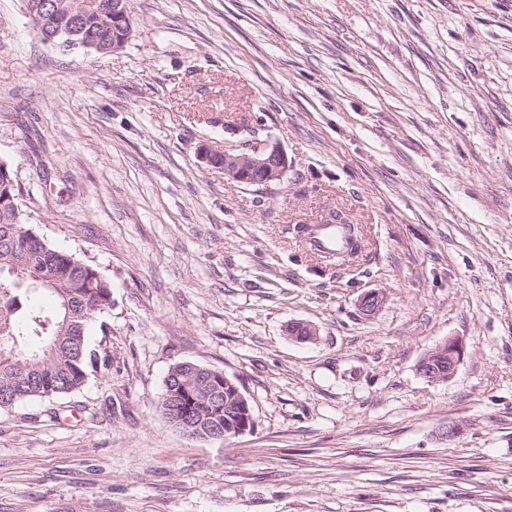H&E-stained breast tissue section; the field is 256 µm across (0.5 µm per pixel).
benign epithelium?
<instances>
[{
    "label": "benign epithelium",
    "mask_w": 512,
    "mask_h": 512,
    "mask_svg": "<svg viewBox=\"0 0 512 512\" xmlns=\"http://www.w3.org/2000/svg\"><path fill=\"white\" fill-rule=\"evenodd\" d=\"M24 9L28 18L37 27L53 30L56 34L64 33L70 37L81 36L84 33L82 20L84 14L77 0H24ZM101 16L112 24V40L100 44L92 39L86 40L87 45L97 48L98 52L107 54L125 46L130 39L133 28L129 23L125 0H101L99 4ZM200 158L207 164L224 169V175L240 184L249 182V175L256 173L261 177L260 183L269 187L282 180L288 170V157L276 144L254 146L246 151L226 149L222 153H214L206 148L200 149ZM6 191L1 205H8L15 211H21L20 195L15 192V182L6 178ZM433 354L448 358V372L429 369L425 378L432 382H445L452 377L463 360L465 347L461 340L450 338L438 344ZM193 374L198 377L200 386L193 389H183L181 393L194 396L200 395L205 399L224 400V410L228 413H241V421L237 424L236 434L245 433L253 424L248 400L239 388L219 370H201L193 368ZM182 433L203 441H224L228 439L227 432L214 430L207 435L199 436L201 422L192 413H182L177 417Z\"/></svg>",
    "instance_id": "1"
}]
</instances>
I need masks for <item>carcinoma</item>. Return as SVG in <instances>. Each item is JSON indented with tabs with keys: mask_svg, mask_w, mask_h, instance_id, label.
<instances>
[{
	"mask_svg": "<svg viewBox=\"0 0 512 512\" xmlns=\"http://www.w3.org/2000/svg\"><path fill=\"white\" fill-rule=\"evenodd\" d=\"M86 33L103 40L112 28L92 13ZM362 239L358 225H347L336 258L354 257ZM24 260L30 265L10 274ZM34 294L51 297L54 307L23 305ZM110 307V284L95 267L41 240L24 212L0 207V405L80 388L98 362L86 349L89 323Z\"/></svg>",
	"mask_w": 512,
	"mask_h": 512,
	"instance_id": "1",
	"label": "carcinoma"
}]
</instances>
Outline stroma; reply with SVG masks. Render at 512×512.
I'll return each mask as SVG.
<instances>
[{
  "mask_svg": "<svg viewBox=\"0 0 512 512\" xmlns=\"http://www.w3.org/2000/svg\"><path fill=\"white\" fill-rule=\"evenodd\" d=\"M127 10L100 55L0 0V159L112 287L81 389L0 407V512H512V0ZM264 141L289 163L264 190L199 157ZM333 211L364 231L346 263L296 230ZM181 361L234 379L253 429L171 427ZM433 354L441 358L447 356L448 378L444 371L437 369L434 370L432 367L424 377L432 383L445 382L456 373L459 364L463 360L465 347L461 340L457 338H448V341L440 343L434 348Z\"/></svg>",
  "mask_w": 512,
  "mask_h": 512,
  "instance_id": "1",
  "label": "stroma"
}]
</instances>
